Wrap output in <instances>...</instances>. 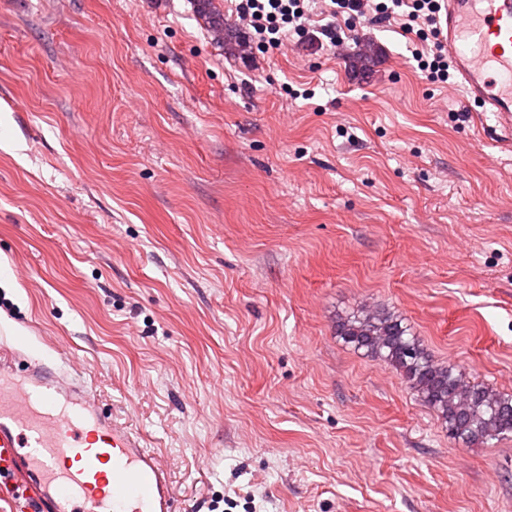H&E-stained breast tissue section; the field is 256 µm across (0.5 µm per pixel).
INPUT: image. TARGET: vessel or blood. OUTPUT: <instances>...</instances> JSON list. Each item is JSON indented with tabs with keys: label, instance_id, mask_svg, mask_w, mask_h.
<instances>
[{
	"label": "vessel or blood",
	"instance_id": "obj_1",
	"mask_svg": "<svg viewBox=\"0 0 512 512\" xmlns=\"http://www.w3.org/2000/svg\"><path fill=\"white\" fill-rule=\"evenodd\" d=\"M446 42L468 98L512 147V0H445ZM11 512H177L168 464L98 412L86 386L24 347L0 349V494Z\"/></svg>",
	"mask_w": 512,
	"mask_h": 512
}]
</instances>
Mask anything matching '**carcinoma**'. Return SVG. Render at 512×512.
Masks as SVG:
<instances>
[{"instance_id":"obj_1","label":"carcinoma","mask_w":512,"mask_h":512,"mask_svg":"<svg viewBox=\"0 0 512 512\" xmlns=\"http://www.w3.org/2000/svg\"><path fill=\"white\" fill-rule=\"evenodd\" d=\"M193 6L204 26L223 37L224 47L235 55L232 39L239 30L224 19L220 0H193ZM336 336L399 370L458 442L484 444L512 433V396L473 384L453 367L437 363L399 317L363 309L337 321Z\"/></svg>"}]
</instances>
